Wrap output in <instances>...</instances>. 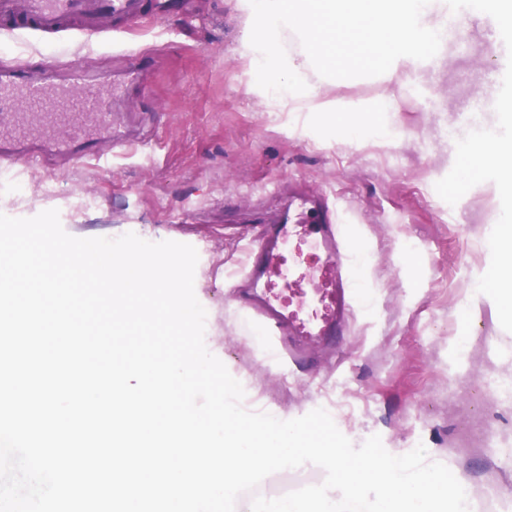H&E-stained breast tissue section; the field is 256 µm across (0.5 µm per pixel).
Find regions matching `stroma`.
I'll list each match as a JSON object with an SVG mask.
<instances>
[{"instance_id":"obj_1","label":"stroma","mask_w":512,"mask_h":512,"mask_svg":"<svg viewBox=\"0 0 512 512\" xmlns=\"http://www.w3.org/2000/svg\"><path fill=\"white\" fill-rule=\"evenodd\" d=\"M94 37L0 33V66L38 68L77 62L122 78L151 54L155 68L141 87L121 89L119 111H150L154 124L103 163L54 157L0 166V214L32 217L58 209L63 229L79 238L149 242L183 237L198 253L194 291L207 312L205 344L238 380L242 405L286 420L325 409L354 445L380 435L391 454L419 437L432 461L452 465L482 489L500 473V496L512 499V462L496 449L469 457L448 452L458 407L453 347L463 333L512 347V321L493 292L471 295L473 279L500 261L485 242L512 196L493 174L463 177L459 151L473 121L512 133L497 112L495 74L512 65V43L484 49L488 34L465 15L448 26L450 53L422 65L413 83L384 69L355 72L336 95L374 104L392 94L399 109L384 115L382 134L352 143L336 138L326 116L272 96L288 70L286 52L242 55L249 14L243 0H171ZM297 183L335 199L345 234L359 242L357 273L370 302L340 342L339 358L283 374L265 355L267 338L236 305L230 284L243 269L240 240L279 218L275 183ZM471 330H463L460 317Z\"/></svg>"}]
</instances>
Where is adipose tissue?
Wrapping results in <instances>:
<instances>
[{"label":"adipose tissue","mask_w":512,"mask_h":512,"mask_svg":"<svg viewBox=\"0 0 512 512\" xmlns=\"http://www.w3.org/2000/svg\"><path fill=\"white\" fill-rule=\"evenodd\" d=\"M252 22L246 46L275 50L280 35L298 32L302 49L294 55L279 89L326 114L339 140L377 131L375 112L396 110L394 96H382L377 108L322 90V74H346L381 66L389 73H410L429 46L443 34L447 15L442 0H247ZM461 154L472 170L494 173L501 189L512 193V138L476 136L463 142ZM489 235L503 256L494 270V294L504 318H512V210L504 211Z\"/></svg>","instance_id":"obj_1"}]
</instances>
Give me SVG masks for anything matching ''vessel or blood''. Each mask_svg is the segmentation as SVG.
<instances>
[{"label": "vessel or blood", "mask_w": 512, "mask_h": 512, "mask_svg": "<svg viewBox=\"0 0 512 512\" xmlns=\"http://www.w3.org/2000/svg\"><path fill=\"white\" fill-rule=\"evenodd\" d=\"M143 14V0H0V30L53 36L76 21L82 33L99 34L105 19L131 22ZM111 97V85L91 83L80 67H68L60 81L51 69L35 76L21 66L1 67L0 140L41 142L62 157L92 155L94 143L114 130ZM60 122L69 123L70 138H52ZM295 211V219L274 225L248 252L238 294L272 339L270 360L302 368L313 348L335 350L360 284L334 206L305 195Z\"/></svg>", "instance_id": "obj_1"}]
</instances>
